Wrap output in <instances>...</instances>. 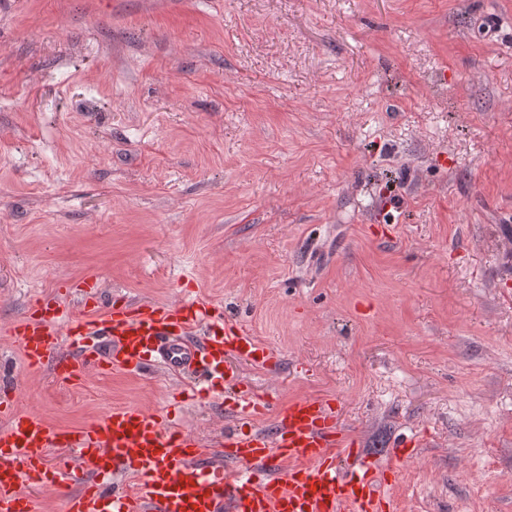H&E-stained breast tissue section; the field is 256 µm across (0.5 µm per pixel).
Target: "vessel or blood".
Instances as JSON below:
<instances>
[{
    "mask_svg": "<svg viewBox=\"0 0 512 512\" xmlns=\"http://www.w3.org/2000/svg\"><path fill=\"white\" fill-rule=\"evenodd\" d=\"M35 303L8 330L29 369L51 365L66 380L106 366H158L208 383L237 384V424L213 451L182 426L136 404L112 409L77 429H54L11 410L0 430V512H35L34 489L78 483L66 512H394L392 477L417 454L413 439L384 458L366 455L340 429L334 401L302 397L279 406L272 431H244L269 404L244 385L237 368L274 358L222 308L198 303L100 306ZM207 388L196 400L210 399ZM66 450L50 466V449Z\"/></svg>",
    "mask_w": 512,
    "mask_h": 512,
    "instance_id": "obj_1",
    "label": "vessel or blood"
}]
</instances>
